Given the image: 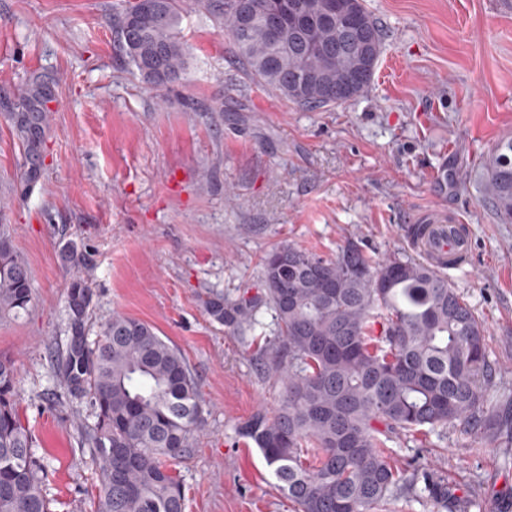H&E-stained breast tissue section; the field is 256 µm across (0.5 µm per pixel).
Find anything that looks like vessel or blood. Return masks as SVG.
I'll use <instances>...</instances> for the list:
<instances>
[{
    "label": "vessel or blood",
    "instance_id": "obj_1",
    "mask_svg": "<svg viewBox=\"0 0 512 512\" xmlns=\"http://www.w3.org/2000/svg\"><path fill=\"white\" fill-rule=\"evenodd\" d=\"M410 246L424 259L443 271L464 268L470 261V240L464 225L443 218H432L413 225Z\"/></svg>",
    "mask_w": 512,
    "mask_h": 512
}]
</instances>
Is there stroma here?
<instances>
[{
  "mask_svg": "<svg viewBox=\"0 0 512 512\" xmlns=\"http://www.w3.org/2000/svg\"><path fill=\"white\" fill-rule=\"evenodd\" d=\"M383 48L356 99L302 108L259 83L194 0L180 35L181 80L144 83L110 18L123 0H0V224L31 275L32 302L0 316V359L17 371L18 408L53 512H94L95 418L58 367L73 341L67 294L91 293L85 336L112 314L155 327L186 358L201 424L173 461L185 512H294L238 424L274 412L282 386L251 340L212 321L213 293L262 288V260L292 245L333 259L355 243L372 261L416 259L410 225L430 212L466 224L470 267L448 281L483 319L500 376L491 411L512 410V224L484 200L485 161L512 133V0H364ZM48 82L41 164L30 178L13 114ZM480 512L512 500V440L475 449L462 425L387 443Z\"/></svg>",
  "mask_w": 512,
  "mask_h": 512,
  "instance_id": "obj_1",
  "label": "stroma"
}]
</instances>
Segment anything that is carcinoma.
<instances>
[{
	"label": "carcinoma",
	"instance_id": "carcinoma-1",
	"mask_svg": "<svg viewBox=\"0 0 512 512\" xmlns=\"http://www.w3.org/2000/svg\"><path fill=\"white\" fill-rule=\"evenodd\" d=\"M334 4L338 20H316L300 37L284 27L266 32L272 0H195L230 35L238 56L265 85L307 108L346 103L371 83L370 69L353 88L356 39L341 22L346 0H300L320 13ZM161 8L133 37L125 35L130 0L114 17L120 47L152 85L180 80L190 57L181 41V0ZM355 17L364 36L382 35L364 3ZM49 88L22 98L15 120L30 144V172L44 130ZM504 223L512 222V136H501L483 186ZM263 293L230 305L215 295L207 311L234 332L263 327L262 308L275 312L278 333L259 348L264 367L282 383L285 401L273 415L254 413L239 428L272 468L277 487L296 512H394L393 505L423 480L448 512H469L472 501L416 468L398 466L386 442L400 432L427 433L460 423L477 444L490 430L486 413L498 370L485 326L448 284L420 261L368 260L349 244L334 260L291 245L263 259ZM32 300L26 263L0 225V314H18ZM76 335L88 305L76 281L67 296ZM60 375L90 398L95 422L87 435L100 461L98 512H183L184 491L170 462L193 447L202 407L181 351L139 319L114 314L91 344L80 339ZM17 373L0 360V512H51L41 466L17 403Z\"/></svg>",
	"mask_w": 512,
	"mask_h": 512
}]
</instances>
